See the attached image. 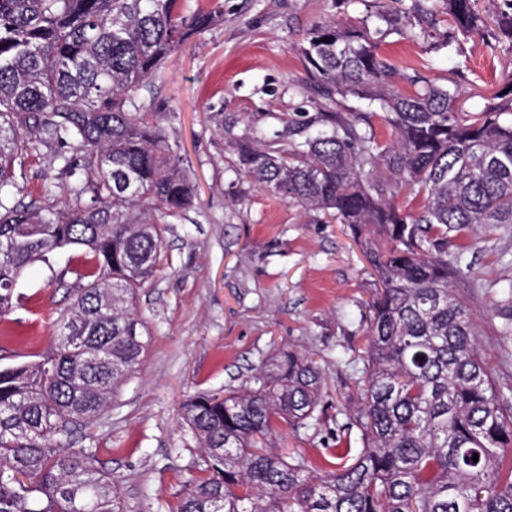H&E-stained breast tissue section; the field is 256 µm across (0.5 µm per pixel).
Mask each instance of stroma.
<instances>
[{
	"mask_svg": "<svg viewBox=\"0 0 512 512\" xmlns=\"http://www.w3.org/2000/svg\"><path fill=\"white\" fill-rule=\"evenodd\" d=\"M224 20L194 35L165 61L166 82L140 96L178 146L195 200L165 235L161 264L137 297L151 336L142 369L116 394L110 416L80 446L121 482L127 512H173L195 477L194 440L181 419L195 392L236 387L271 345L314 355L328 387L309 429L280 424L276 443L320 461L336 425L357 405L352 368L336 366L337 345L361 346L348 315L369 298L373 271L346 225L306 212L236 178L237 143L248 127H273L294 112H363L353 97L330 102L306 78L297 44L315 24L380 28L378 51L399 69L428 68L456 83L461 101L502 90L512 59L504 46L465 41L464 68L419 37L426 25L412 0H223ZM223 120H216V113ZM469 273L453 283L469 307L496 380L512 386V306L497 293L512 278V224L469 235ZM13 310L0 318V364L32 360L56 341L57 321L76 286L66 255L24 273Z\"/></svg>",
	"mask_w": 512,
	"mask_h": 512,
	"instance_id": "obj_1",
	"label": "stroma"
}]
</instances>
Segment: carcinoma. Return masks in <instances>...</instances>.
Listing matches in <instances>:
<instances>
[{"label": "carcinoma", "mask_w": 512, "mask_h": 512, "mask_svg": "<svg viewBox=\"0 0 512 512\" xmlns=\"http://www.w3.org/2000/svg\"><path fill=\"white\" fill-rule=\"evenodd\" d=\"M182 2L0 0V316L27 266L80 250L57 344L0 367V512H126L118 481L73 444L141 369L150 332L136 298L167 224L194 199L138 95L165 82L173 51L224 20L221 0L189 15ZM475 2L446 0L447 41L485 37ZM496 2L492 38L512 43V0ZM300 50L324 99L381 111L251 128L236 173L361 241L379 280L360 319L366 344L333 357L355 369L359 403L338 425L334 469L314 475L301 452L279 453V423L312 426L325 380L312 355L272 347L239 388L183 405L202 477L178 512H512V391L451 288L468 270L463 233L512 224V73L511 99L498 92L465 112L457 89L382 58L367 29L316 25ZM45 150L61 162L56 181L26 203L15 170Z\"/></svg>", "instance_id": "1"}]
</instances>
